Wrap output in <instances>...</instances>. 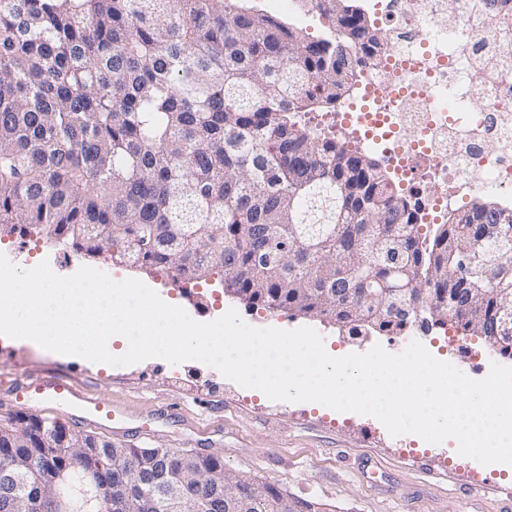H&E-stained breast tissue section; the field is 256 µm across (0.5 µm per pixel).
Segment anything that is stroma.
Returning a JSON list of instances; mask_svg holds the SVG:
<instances>
[{
    "label": "stroma",
    "mask_w": 512,
    "mask_h": 512,
    "mask_svg": "<svg viewBox=\"0 0 512 512\" xmlns=\"http://www.w3.org/2000/svg\"><path fill=\"white\" fill-rule=\"evenodd\" d=\"M0 253L18 256L23 269L49 262L61 276L74 274L84 264L36 236H2ZM93 266L117 281L141 280L199 322L216 320L233 309L258 328L311 327L323 336L333 356L363 353L377 344L398 353L414 339L476 380L486 377L497 359L480 337H458L449 343V336L457 332L452 324L409 337L384 333L355 340L317 318L247 306L225 294L213 279L175 285L158 268L114 266L101 258ZM45 371L69 374L88 392L112 400L128 413V431L111 437L118 447L214 454L223 458L227 472L276 484L330 512H506L512 504V470L454 456L446 441L433 444L414 434L391 436L371 416L312 402L273 401L197 360L173 366L151 358L115 367L62 357L0 336V390L13 379ZM166 403L177 404L180 422L153 434L138 432L139 415ZM212 422L220 424L221 435L199 434L200 426Z\"/></svg>",
    "instance_id": "35a3bbf8"
}]
</instances>
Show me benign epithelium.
<instances>
[{"label":"benign epithelium","mask_w":512,"mask_h":512,"mask_svg":"<svg viewBox=\"0 0 512 512\" xmlns=\"http://www.w3.org/2000/svg\"><path fill=\"white\" fill-rule=\"evenodd\" d=\"M25 430L34 431L40 445L19 453L16 448ZM112 449L95 435L73 429L46 431L31 419L1 427L0 512H98L105 496L113 501L134 499L136 512H183L193 493L192 476L198 471L220 473L203 465L201 453L137 446L126 456L134 475L114 480L105 467ZM34 461L41 471L32 484Z\"/></svg>","instance_id":"7a95c632"}]
</instances>
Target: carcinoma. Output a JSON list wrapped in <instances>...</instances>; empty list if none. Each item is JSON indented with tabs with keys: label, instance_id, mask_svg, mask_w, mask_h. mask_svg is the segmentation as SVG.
<instances>
[{
	"label": "carcinoma",
	"instance_id": "obj_1",
	"mask_svg": "<svg viewBox=\"0 0 512 512\" xmlns=\"http://www.w3.org/2000/svg\"><path fill=\"white\" fill-rule=\"evenodd\" d=\"M248 2L0 0V234L216 275L350 337L451 320L512 359V212L457 208L423 234L380 165L311 120L346 90L337 55L379 30L356 0H315L316 39ZM263 486L224 512H276Z\"/></svg>",
	"mask_w": 512,
	"mask_h": 512
}]
</instances>
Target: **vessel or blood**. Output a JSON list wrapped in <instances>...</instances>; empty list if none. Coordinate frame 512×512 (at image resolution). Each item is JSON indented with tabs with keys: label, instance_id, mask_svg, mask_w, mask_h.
I'll return each mask as SVG.
<instances>
[{
	"label": "vessel or blood",
	"instance_id": "obj_1",
	"mask_svg": "<svg viewBox=\"0 0 512 512\" xmlns=\"http://www.w3.org/2000/svg\"><path fill=\"white\" fill-rule=\"evenodd\" d=\"M0 397L17 405L40 402L73 421L110 431L122 429L128 418L127 413L111 401L90 394L71 377L60 373L14 380Z\"/></svg>",
	"mask_w": 512,
	"mask_h": 512
}]
</instances>
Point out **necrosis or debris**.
Listing matches in <instances>:
<instances>
[{
  "label": "necrosis or debris",
  "mask_w": 512,
  "mask_h": 512,
  "mask_svg": "<svg viewBox=\"0 0 512 512\" xmlns=\"http://www.w3.org/2000/svg\"><path fill=\"white\" fill-rule=\"evenodd\" d=\"M372 12L392 25L387 48L358 52L348 100L318 121L385 160L416 223H445L477 190L511 209L512 54L501 46L512 42V0H374Z\"/></svg>",
  "instance_id": "4bbe7bcc"
}]
</instances>
